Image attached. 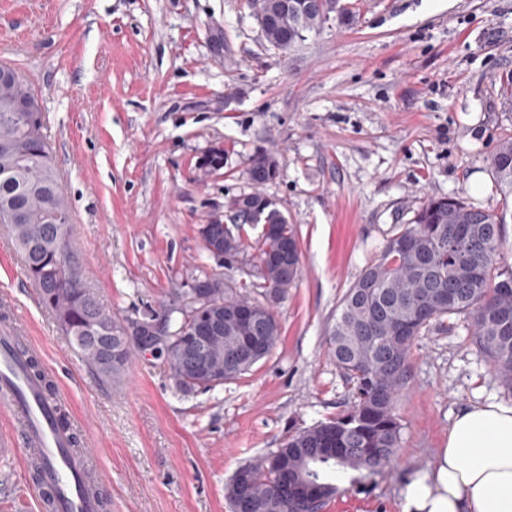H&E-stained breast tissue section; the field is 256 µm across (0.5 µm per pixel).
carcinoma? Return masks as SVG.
<instances>
[{"mask_svg":"<svg viewBox=\"0 0 512 512\" xmlns=\"http://www.w3.org/2000/svg\"><path fill=\"white\" fill-rule=\"evenodd\" d=\"M272 22L261 24L265 40L279 50L304 41L334 12H349L338 0H275ZM44 112H20L0 92V224L7 225L23 255L28 278L39 291L70 344L100 376L110 379L128 361L132 340L82 278L58 279L66 250L75 264L71 213L62 195L52 149L44 134ZM490 167L502 191L512 195V138L500 140ZM279 173L274 154H255L249 179L255 189L233 198L227 210L245 223L241 202L267 200L261 187ZM504 218L463 201L430 198L413 221L386 240L382 258L366 267L343 296L330 332L336 365L354 382V401L335 418L288 436L269 457L240 466L225 487L232 509L243 512H319L339 491L330 474L375 476L398 459L401 423L397 403L405 385L408 354L421 331L446 316L470 318L472 336L491 368L512 386V267L502 266ZM65 228V245L57 240ZM230 264L246 246L238 230L213 236ZM290 260L294 275L282 277L273 260ZM256 280L218 288L224 309L252 312L248 336L232 323L213 335L207 357L233 379L270 354L280 335L274 305L288 296L301 274L296 228L286 222L262 235L253 264ZM181 322V305L148 310L140 320ZM171 378L185 391L208 388L178 354L167 356Z\"/></svg>","mask_w":512,"mask_h":512,"instance_id":"1","label":"carcinoma"}]
</instances>
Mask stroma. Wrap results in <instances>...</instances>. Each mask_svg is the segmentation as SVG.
I'll use <instances>...</instances> for the list:
<instances>
[{
  "label": "stroma",
  "instance_id": "stroma-1",
  "mask_svg": "<svg viewBox=\"0 0 512 512\" xmlns=\"http://www.w3.org/2000/svg\"><path fill=\"white\" fill-rule=\"evenodd\" d=\"M288 51L271 47L249 0H0V62L33 83L72 214L75 259L120 321L172 304L219 264L199 225L251 192L252 156L272 151L264 193L295 224L302 273L275 313L272 352L247 373L186 392L163 356L133 350L100 378L41 306L6 227L0 295L14 298L52 377L87 422L111 512H231L225 487L289 434L346 410L353 384L329 331L358 275L430 197L505 216L490 153L512 137V0H345ZM224 166L204 175L212 149ZM512 401L451 316L414 341L399 398L400 452L321 512H400L407 479L434 465L455 413ZM21 460L0 462V512H29Z\"/></svg>",
  "mask_w": 512,
  "mask_h": 512
}]
</instances>
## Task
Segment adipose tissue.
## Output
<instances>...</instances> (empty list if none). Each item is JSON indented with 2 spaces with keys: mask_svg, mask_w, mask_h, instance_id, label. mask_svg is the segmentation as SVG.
<instances>
[{
  "mask_svg": "<svg viewBox=\"0 0 512 512\" xmlns=\"http://www.w3.org/2000/svg\"><path fill=\"white\" fill-rule=\"evenodd\" d=\"M401 512H512V404L462 407L434 467L405 485Z\"/></svg>",
  "mask_w": 512,
  "mask_h": 512,
  "instance_id": "adipose-tissue-1",
  "label": "adipose tissue"
}]
</instances>
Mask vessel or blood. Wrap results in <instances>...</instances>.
I'll list each match as a JSON object with an SVG mask.
<instances>
[{
  "instance_id": "1",
  "label": "vessel or blood",
  "mask_w": 512,
  "mask_h": 512,
  "mask_svg": "<svg viewBox=\"0 0 512 512\" xmlns=\"http://www.w3.org/2000/svg\"><path fill=\"white\" fill-rule=\"evenodd\" d=\"M42 354L23 328L13 300H0V459L37 462L30 486L37 512H101L105 476L97 452L75 445L77 417L61 419L62 396H48L44 375L34 373Z\"/></svg>"
}]
</instances>
